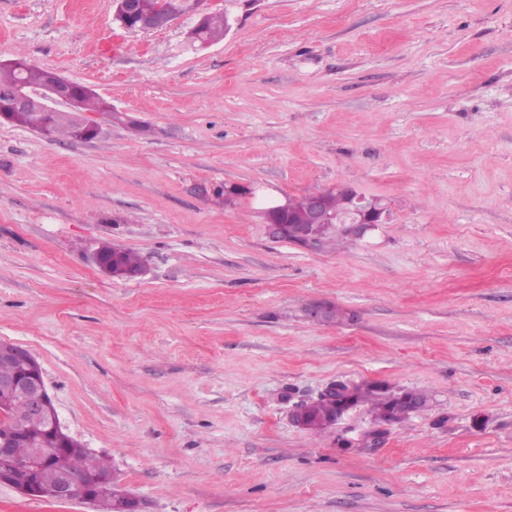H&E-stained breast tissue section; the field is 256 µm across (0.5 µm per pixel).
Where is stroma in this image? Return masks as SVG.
Instances as JSON below:
<instances>
[{
  "label": "stroma",
  "instance_id": "obj_1",
  "mask_svg": "<svg viewBox=\"0 0 512 512\" xmlns=\"http://www.w3.org/2000/svg\"><path fill=\"white\" fill-rule=\"evenodd\" d=\"M151 33L108 0H0V60L143 127L52 142L0 121V340L147 512H512V0H205ZM341 183L389 223L340 252L270 239L279 200ZM108 242L143 276L89 259ZM322 304L351 315L317 322ZM435 404L368 438L293 403L328 383ZM0 512H98L0 486ZM203 16L201 17L199 24L201 23ZM225 24L226 22L224 14H206L205 19L195 32L196 37L192 40V43L197 44L201 48H204L220 41L224 38ZM76 84L83 97V108L85 112H95L98 114L108 113L107 116L111 119V121L115 120L121 123H126L135 133L143 131V127L132 121H126L125 118L122 117L119 113L114 114V112L110 111L107 108L108 101L100 97L98 94L93 93V91L88 89L89 87L79 83ZM99 251L112 256L113 268L118 271V274L112 275V278L126 279L125 273L135 271L143 265L141 258L131 250H120L114 254L110 244L100 243ZM144 272L142 267L139 271L130 273L129 278L142 276Z\"/></svg>",
  "mask_w": 512,
  "mask_h": 512
}]
</instances>
